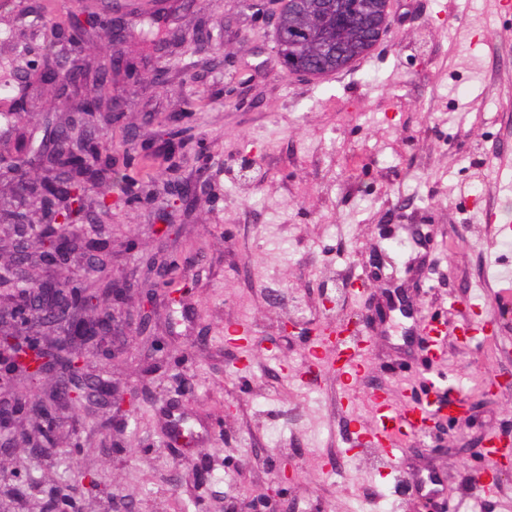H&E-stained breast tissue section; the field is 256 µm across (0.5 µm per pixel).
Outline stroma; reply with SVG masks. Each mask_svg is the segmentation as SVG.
<instances>
[{"mask_svg": "<svg viewBox=\"0 0 512 512\" xmlns=\"http://www.w3.org/2000/svg\"><path fill=\"white\" fill-rule=\"evenodd\" d=\"M129 22L150 16L185 32L162 48L127 38L134 78L112 95L119 121L97 128L120 173L143 190L97 211L85 241L105 260L87 289L143 279L142 255L164 248L179 262L158 296L151 333H126L135 299L113 304L111 359L91 358L95 381L148 389L135 412L98 405L64 410L65 430L43 452L0 447V512H226L273 490L258 512H512V475L493 492L474 484L468 442L512 432V389L485 401L454 434L403 440L398 470L358 448L371 396L407 400L421 377L462 395L512 375V13L497 0H391L393 23L353 65L321 79L284 71L270 14L246 0H110ZM63 0H0V84L45 51ZM41 82L19 123H0V153L43 135L55 112ZM185 128L201 149L166 164L162 133ZM248 158V175L228 164ZM174 180L191 207L172 206ZM449 329L439 359L417 362L414 321L397 296ZM333 309H325L326 299ZM389 316L363 337L367 367L354 382L316 369L311 349L282 329L362 318L369 303ZM485 326L459 343L457 315ZM194 391L186 404L183 386ZM181 416L191 447L171 441ZM442 454H434V447ZM297 478L278 485L284 463ZM435 470L442 496L418 494L411 476ZM91 491L71 488L83 475Z\"/></svg>", "mask_w": 512, "mask_h": 512, "instance_id": "obj_1", "label": "stroma"}]
</instances>
